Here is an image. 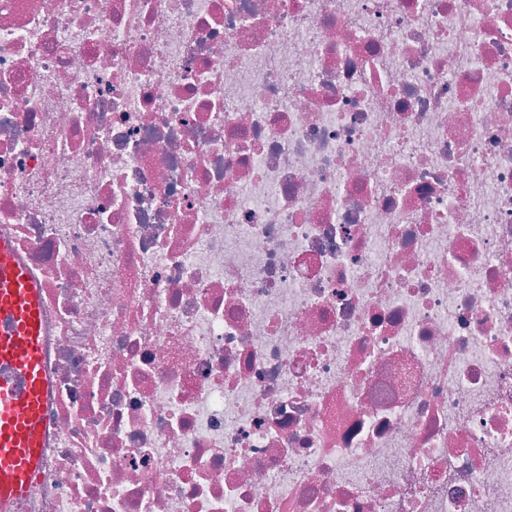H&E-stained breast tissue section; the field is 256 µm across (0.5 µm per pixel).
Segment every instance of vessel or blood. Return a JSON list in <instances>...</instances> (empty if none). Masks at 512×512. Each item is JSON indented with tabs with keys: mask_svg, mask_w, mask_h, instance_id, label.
Returning <instances> with one entry per match:
<instances>
[{
	"mask_svg": "<svg viewBox=\"0 0 512 512\" xmlns=\"http://www.w3.org/2000/svg\"><path fill=\"white\" fill-rule=\"evenodd\" d=\"M46 376L41 289L0 235V512H11L38 471Z\"/></svg>",
	"mask_w": 512,
	"mask_h": 512,
	"instance_id": "1",
	"label": "vessel or blood"
}]
</instances>
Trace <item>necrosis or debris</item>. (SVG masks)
Returning a JSON list of instances; mask_svg holds the SVG:
<instances>
[{"instance_id": "obj_1", "label": "necrosis or debris", "mask_w": 512, "mask_h": 512, "mask_svg": "<svg viewBox=\"0 0 512 512\" xmlns=\"http://www.w3.org/2000/svg\"><path fill=\"white\" fill-rule=\"evenodd\" d=\"M1 230L14 512H512V0H0ZM47 372L41 289L0 235V511L25 495L40 463Z\"/></svg>"}]
</instances>
